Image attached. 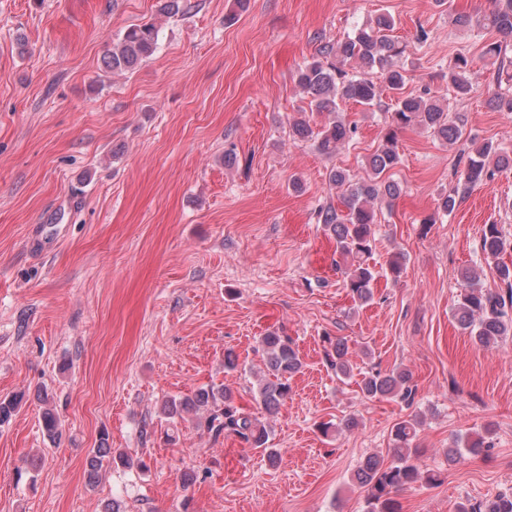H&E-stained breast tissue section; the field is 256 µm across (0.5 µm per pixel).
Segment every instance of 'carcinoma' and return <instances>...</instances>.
I'll return each instance as SVG.
<instances>
[{
    "label": "carcinoma",
    "instance_id": "carcinoma-1",
    "mask_svg": "<svg viewBox=\"0 0 512 512\" xmlns=\"http://www.w3.org/2000/svg\"><path fill=\"white\" fill-rule=\"evenodd\" d=\"M493 7L486 13H458L451 16V24L459 29H490L500 39L487 44L483 57L497 70V90L492 92L489 104L498 112H512V92L502 89V81L512 82V0H492ZM395 23L392 17L379 15L355 28L336 42L320 43L312 61L300 68L295 83L309 98L310 110L325 116L317 124L305 116L292 117L289 126L294 139L314 143L323 155H333L348 143L355 127L340 116L339 103L352 101L366 110L381 106L383 96L390 95L391 122L383 143L367 161V177L353 181L349 173L334 168L328 173L330 185L341 190L342 207L331 204L317 212L336 242V252L344 261V286L352 299L366 304L373 299V285L378 273L370 264L375 240L379 205L391 204L402 192V186L392 178L391 171L401 163L397 147V132L411 127L422 128L447 144L463 139L467 119L463 112H448L441 101L425 88L417 94L406 92V46L395 40L390 32ZM159 27L152 21L134 25L124 31L112 50L102 58V72L116 74L134 70L155 52ZM472 60L457 54L448 66V87L455 96L464 98L472 89ZM464 186L473 187L496 174L512 171V151H507L491 141H470ZM512 248V243L495 224L483 230L481 250L488 258H496ZM500 280L506 289L492 291L481 287L477 273L472 269L461 272L463 288L458 299L455 317L467 330L474 344L489 348L499 340L512 336V267H497ZM325 359L340 381L353 377L352 352L346 338L326 337ZM262 368L253 385L254 400L269 416H276L291 393L290 381L303 367L302 359L292 339L277 329L260 336ZM412 375L406 368L390 371L373 369L361 374L357 381L359 392L367 400L400 398L409 400L413 395L410 386ZM162 414L172 423L185 421L190 416L205 415L208 432L219 437L233 435L241 442L260 449L268 457H276L273 449L266 447L268 430L256 417L236 405L233 392L224 388L202 386L192 394L165 401ZM42 428L54 441L60 436V421L52 409L47 408L41 417ZM421 420L414 415L394 424L392 429V460L377 454L364 458L351 475V480L366 493V512H400L394 495L422 480L436 481L430 471L421 470L415 462L419 449L414 444ZM490 430L484 433L459 437L449 448L447 457L461 452L473 457L487 454L491 443ZM130 463L125 452H115L99 445L85 459L86 484L95 486L104 462ZM458 512H512V492L474 503H463Z\"/></svg>",
    "mask_w": 512,
    "mask_h": 512
}]
</instances>
